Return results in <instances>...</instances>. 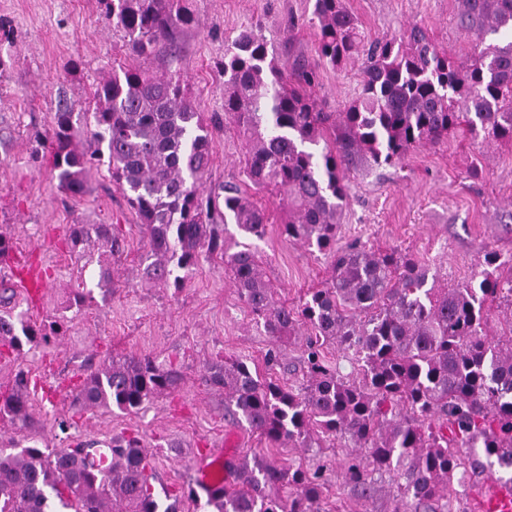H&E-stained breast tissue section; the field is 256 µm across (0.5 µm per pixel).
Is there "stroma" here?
Here are the masks:
<instances>
[{
    "label": "stroma",
    "instance_id": "obj_1",
    "mask_svg": "<svg viewBox=\"0 0 512 512\" xmlns=\"http://www.w3.org/2000/svg\"><path fill=\"white\" fill-rule=\"evenodd\" d=\"M366 38L397 35L410 26L464 59L477 50L475 37L456 24L458 0H344ZM196 19L179 46H159L157 70L180 75L197 111L224 112V43L241 29L261 34L286 59L317 61V26L310 0H190ZM296 28H289V20ZM0 24L13 32L0 42V231L13 248L0 259V278L14 283L15 312L40 324L63 315L69 321L57 345L24 347L17 362L0 363V382L23 368L31 376L33 424L27 441L64 448L77 441L136 436L148 451L160 503L180 495L177 512H205L184 497L196 451L223 442L235 459L271 456L283 464L320 469L325 481L322 512H393L394 486L373 474L371 500L342 479V448L305 451L267 446L224 406V392L205 377L208 364L244 358L261 375L297 387L303 382V339L280 346L281 360L266 366L274 345L241 299L220 255H202L182 288L154 286L140 274L147 236L136 211L118 189L107 164L93 166L87 189L61 192L37 155V138L69 105L81 134L79 146L93 152L84 134L96 85L112 70L135 65L122 30L104 15L101 0H0ZM359 65H321L317 97L323 111H342L360 88ZM212 157L205 184L240 186L254 201L280 216L279 198L256 192L241 161L246 146L233 124L212 130ZM348 196L336 239L385 251L413 254L438 285L457 286L479 273L489 254L512 256V145L482 144L459 132L437 146L410 150L401 164L379 167L356 161L346 172ZM73 224H108L121 239L112 258V292L97 290L98 264L79 267L67 243ZM277 297L302 304L309 289L330 276L328 255L285 237L267 225L252 242ZM91 289L84 305L71 304L78 287ZM153 358L175 369L179 386L136 414L91 410L73 395L88 368L116 357ZM71 426L60 430L56 417Z\"/></svg>",
    "mask_w": 512,
    "mask_h": 512
}]
</instances>
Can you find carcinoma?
Masks as SVG:
<instances>
[{"mask_svg":"<svg viewBox=\"0 0 512 512\" xmlns=\"http://www.w3.org/2000/svg\"><path fill=\"white\" fill-rule=\"evenodd\" d=\"M105 16L128 37L142 60L98 83L89 112L99 145L87 154L75 140L73 112L61 107L40 139L60 190L86 189L89 168L108 159L119 190L148 235L145 281L177 289L179 271L202 252L225 256L240 296L277 341L310 328L303 354L305 381L294 390L238 359L207 366L224 389L227 410L270 445L351 449L347 483L366 499L368 470L393 476L394 512H439L458 476L512 470V258L487 257L477 280L452 288L428 285L417 260L359 243L336 248L346 204L345 171L357 159L395 166L412 149L436 146L457 132L512 143V0H459L457 26L480 49L461 61L413 26L399 36L364 42L343 0H312L319 61L335 68L364 59L361 91L341 112H324L315 89L319 71L308 61H282L267 42L244 29L224 49V119L246 142L248 178L280 197L288 238L332 257L323 288L291 307L275 298L261 263L247 246L228 252L217 225L232 222L260 239L270 213L240 188L205 190L211 127L220 118L197 111L180 77L144 62L161 44L177 45L196 23L190 0H101ZM321 150H316V147ZM73 252L95 240L119 252L109 224H73ZM506 326L492 340L491 323ZM66 335L54 320L35 325L0 315L4 356L26 344L56 343ZM334 345L354 364L344 377L324 348ZM180 375L149 357L111 358L90 370L75 393L88 408L136 412L180 383ZM29 378L22 370L0 391V421L33 422ZM483 448L485 460L460 453ZM87 445L44 451L10 440L0 444V512H159L146 448L136 437L112 440V468L89 462ZM210 512H320L321 473L272 458L243 461ZM291 490L284 501L266 488Z\"/></svg>","mask_w":512,"mask_h":512,"instance_id":"obj_1","label":"carcinoma"}]
</instances>
